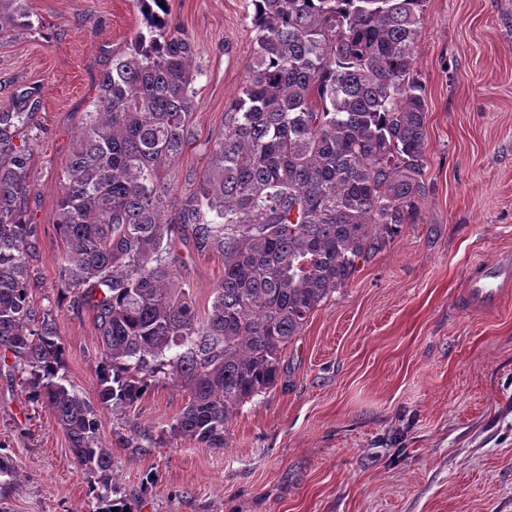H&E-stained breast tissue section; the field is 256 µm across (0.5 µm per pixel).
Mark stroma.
I'll return each instance as SVG.
<instances>
[{"mask_svg": "<svg viewBox=\"0 0 512 512\" xmlns=\"http://www.w3.org/2000/svg\"><path fill=\"white\" fill-rule=\"evenodd\" d=\"M33 30L0 39V112L35 109L27 212L35 307L52 308L65 375L95 399V313L61 295L59 179L102 74L143 26L137 0H28ZM249 0H168L201 74L192 136L171 174L195 191L251 75ZM414 72L428 103L425 194L412 223L284 347L277 384L231 418L224 448L169 432L189 392L161 375L132 408L99 411L127 512H512V295L462 305L472 266L512 255V0H425ZM199 316L224 277L219 253L175 240ZM0 450L17 474L0 512H99L48 408L0 363Z\"/></svg>", "mask_w": 512, "mask_h": 512, "instance_id": "obj_1", "label": "stroma"}]
</instances>
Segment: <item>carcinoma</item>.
<instances>
[{"label": "carcinoma", "mask_w": 512, "mask_h": 512, "mask_svg": "<svg viewBox=\"0 0 512 512\" xmlns=\"http://www.w3.org/2000/svg\"><path fill=\"white\" fill-rule=\"evenodd\" d=\"M137 2L146 30L112 56L60 178V287L95 310V404L66 386L53 311L33 305L31 153L15 143L28 113H0V350L115 494L97 408L127 409L167 374L190 394L170 433L223 448L310 314L412 220L427 164L413 73L423 0H251L252 76L196 190L179 195L167 176L190 135L196 46L169 26L166 0ZM32 28L27 0H0V38ZM177 237L224 256L203 320L179 281Z\"/></svg>", "instance_id": "carcinoma-1"}]
</instances>
